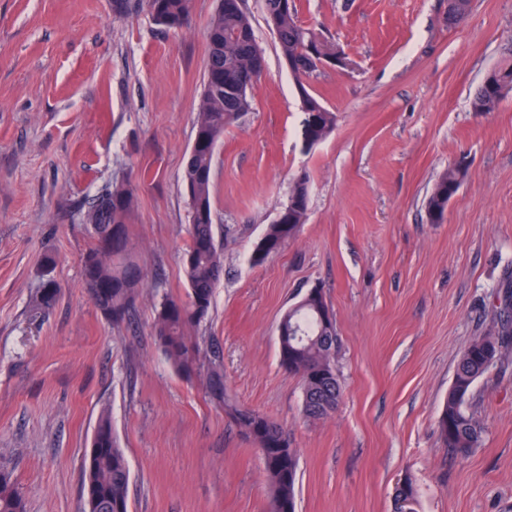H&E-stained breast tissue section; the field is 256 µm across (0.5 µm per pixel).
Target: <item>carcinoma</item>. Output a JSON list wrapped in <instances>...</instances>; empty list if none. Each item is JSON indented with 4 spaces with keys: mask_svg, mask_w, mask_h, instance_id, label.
<instances>
[{
    "mask_svg": "<svg viewBox=\"0 0 512 512\" xmlns=\"http://www.w3.org/2000/svg\"><path fill=\"white\" fill-rule=\"evenodd\" d=\"M282 0H264L268 24L278 32V45L284 60L302 65V74L314 70L309 44L316 31L299 23L297 6ZM448 26H458L471 12V0H449ZM156 24L178 29L189 24V0H147ZM208 56L199 112L193 139L197 148L188 153L182 181L190 206V242L182 254L188 283L186 299H163L156 309L155 331L158 342L177 371L194 373L188 330L205 320L212 307L214 291L224 275V256L217 243L213 219L212 187L216 149L224 129L252 109V97L239 92L241 74L252 69L251 47L256 40L249 16L236 6L215 9L206 29ZM512 93V66L489 72L471 101L474 112H494ZM309 104L318 112L315 135L324 140L335 128L336 116L320 99L308 94ZM466 170L453 164L439 176L427 202L431 223L444 220L448 201L456 195ZM308 185L293 183L290 198L303 197V204L288 208V221L270 224L254 249L253 262L264 263L294 239L307 220ZM135 194L127 184H115L86 203L84 220L91 226L94 240L83 259V288L105 318L124 320L135 303L143 280L133 259L130 218ZM56 257L43 259L40 287L32 312L36 317L48 313L56 303L58 288L52 273ZM497 296L499 307L495 326L475 336L460 352L448 388L438 430L443 447L457 459L470 457L484 444L485 424L470 410L468 401L476 382L500 361L503 350L512 342V285H502ZM329 312L322 291L310 289L279 320L284 335L278 337L280 365L297 375L302 384V414L309 421L336 413L342 398L341 384L334 365L336 324L323 320ZM206 377L211 398L224 405V412L240 431L259 447L271 501L270 512H295L298 472L296 449L288 433L259 411L231 403L224 394L223 351L210 344ZM130 468L125 452L112 433L108 411L100 413L85 468V512H130L128 486ZM417 491L406 479L393 495V512H417ZM0 512H27L23 488L9 464L0 461Z\"/></svg>",
    "mask_w": 512,
    "mask_h": 512,
    "instance_id": "cac0c4a2",
    "label": "carcinoma"
}]
</instances>
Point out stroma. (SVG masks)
Returning a JSON list of instances; mask_svg holds the SVG:
<instances>
[{
    "label": "stroma",
    "instance_id": "stroma-1",
    "mask_svg": "<svg viewBox=\"0 0 512 512\" xmlns=\"http://www.w3.org/2000/svg\"><path fill=\"white\" fill-rule=\"evenodd\" d=\"M295 2L300 23L354 67L311 79L336 125L306 146L263 0H243L266 72L252 111L217 148L224 276L192 332L200 352L188 379L159 347L154 313L188 290L182 172L216 0H190L182 29L155 24L146 0H0V459L28 512H83L105 407L131 469L130 512H269L254 441L205 389L212 340L223 348L227 398L290 434L296 512H393L406 478L418 512H512V348L472 392L483 447L449 458L437 431L458 355L492 325L512 278V96L491 113L470 106L488 72L512 65V0H472L455 28L448 0ZM457 162L465 180L444 222L430 223L427 199ZM302 174L306 224L253 264ZM115 182L137 196L131 232L144 275L119 323L82 284L91 245L82 205ZM48 253L60 292L36 319ZM313 288L335 319L343 400L332 417L306 423L300 380L278 361L277 327Z\"/></svg>",
    "mask_w": 512,
    "mask_h": 512
}]
</instances>
